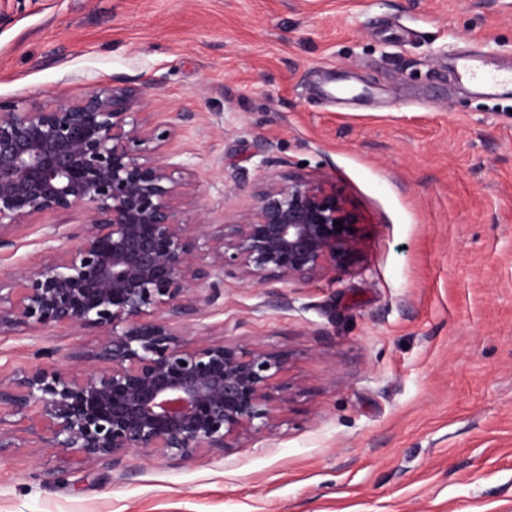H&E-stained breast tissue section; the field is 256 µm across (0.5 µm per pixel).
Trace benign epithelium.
<instances>
[{"label": "benign epithelium", "mask_w": 512, "mask_h": 512, "mask_svg": "<svg viewBox=\"0 0 512 512\" xmlns=\"http://www.w3.org/2000/svg\"><path fill=\"white\" fill-rule=\"evenodd\" d=\"M143 92L98 85L48 106L0 101V250L41 214L40 254L0 279V334L59 327L97 332L80 372L39 346L34 362L0 373V449L34 444L85 462L135 449L189 458L272 429L288 404L276 380L286 355L238 342L192 345L176 323L215 304L225 277L284 289L344 268L358 213L327 174L269 177L229 224L186 218L200 184L164 153L176 123L149 122ZM342 222V226L335 222Z\"/></svg>", "instance_id": "benign-epithelium-1"}]
</instances>
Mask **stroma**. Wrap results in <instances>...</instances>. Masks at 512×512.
I'll list each match as a JSON object with an SVG mask.
<instances>
[{"label": "stroma", "instance_id": "stroma-1", "mask_svg": "<svg viewBox=\"0 0 512 512\" xmlns=\"http://www.w3.org/2000/svg\"><path fill=\"white\" fill-rule=\"evenodd\" d=\"M512 0H0V100L119 81L182 113L189 214L249 209L266 176L330 175L361 218L349 267L225 279L202 321L289 356L274 430L189 459L0 450V512H512ZM18 228L0 274L39 248ZM42 345L84 367L97 336Z\"/></svg>", "mask_w": 512, "mask_h": 512}]
</instances>
